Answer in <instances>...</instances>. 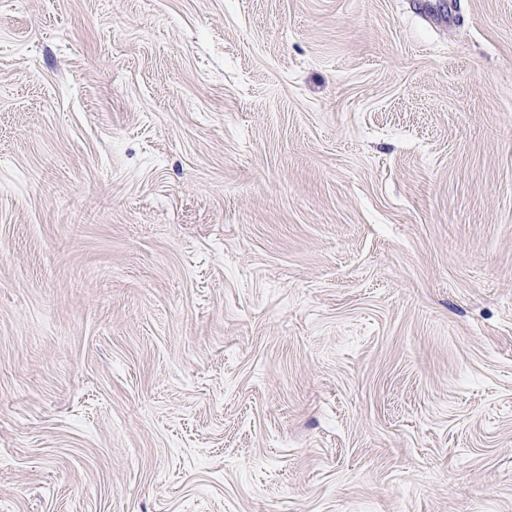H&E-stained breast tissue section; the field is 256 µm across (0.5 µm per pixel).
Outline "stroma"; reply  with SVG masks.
Listing matches in <instances>:
<instances>
[{"label":"stroma","mask_w":512,"mask_h":512,"mask_svg":"<svg viewBox=\"0 0 512 512\" xmlns=\"http://www.w3.org/2000/svg\"><path fill=\"white\" fill-rule=\"evenodd\" d=\"M0 512H512V0H0Z\"/></svg>","instance_id":"obj_1"}]
</instances>
